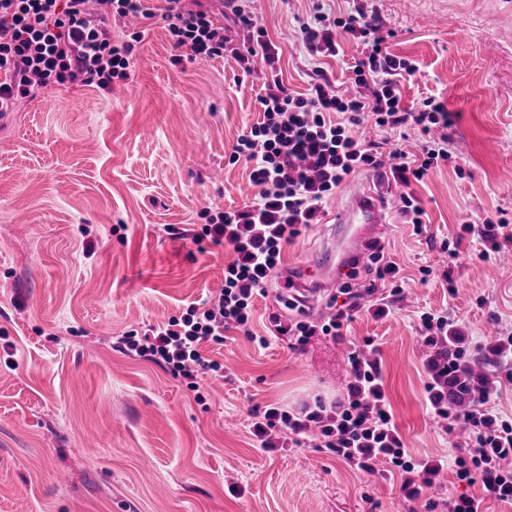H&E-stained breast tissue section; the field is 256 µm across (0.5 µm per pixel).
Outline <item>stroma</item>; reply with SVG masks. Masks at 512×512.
I'll use <instances>...</instances> for the list:
<instances>
[{"mask_svg": "<svg viewBox=\"0 0 512 512\" xmlns=\"http://www.w3.org/2000/svg\"><path fill=\"white\" fill-rule=\"evenodd\" d=\"M277 47L276 68L294 91L329 77L355 92L359 54L339 34L338 58L315 57L300 27L316 7H355L390 31L384 46L411 60L403 107L442 101L456 117L450 160L409 190L425 211L422 233L392 212L381 236L395 284L391 312L357 313L342 337L303 348L259 345L271 298L254 299L253 338L227 330L203 343L224 366L199 391L163 368L123 354L118 336L181 315L224 286L228 246L175 239L167 226L199 224L209 207L254 200L246 162L229 163L262 114L267 70L242 76L233 60L174 62L161 14L129 76L103 93L50 87L0 125V512H421L399 477L350 467L329 450H264L249 431L252 408L289 409L341 397L351 343L374 339L394 421L416 458L451 456L458 443L425 402L428 356L418 317L450 314L458 343L493 382L495 407L512 419V381L476 343L512 333V265L480 259L484 218L512 219V0H248ZM337 200L320 223L284 248L286 268L333 241ZM473 225L470 233L462 225Z\"/></svg>", "mask_w": 512, "mask_h": 512, "instance_id": "1", "label": "stroma"}]
</instances>
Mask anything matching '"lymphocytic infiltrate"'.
Returning a JSON list of instances; mask_svg holds the SVG:
<instances>
[{"instance_id": "1", "label": "lymphocytic infiltrate", "mask_w": 512, "mask_h": 512, "mask_svg": "<svg viewBox=\"0 0 512 512\" xmlns=\"http://www.w3.org/2000/svg\"><path fill=\"white\" fill-rule=\"evenodd\" d=\"M233 12L244 33L239 42L207 10L188 6L186 0H164L162 17L173 50L189 51L192 59L226 55L247 73L259 47L268 61H275L276 47L266 29L242 7H234ZM149 13L145 0H0V115L12 111L16 100L35 97L51 86L78 83L110 91L113 80L127 78L144 34L137 31L113 39L106 21ZM380 29L360 8L337 17L318 11L301 26L303 45L317 57L339 54V32L358 40L360 52L352 71L359 92L339 94L327 81L312 84L305 93L294 92L276 77L265 82L257 97L262 119L239 139L229 158L233 164L242 159L252 163L250 179L260 188L257 198L236 210H204L201 228L169 229L180 238L232 247L223 288L215 298L189 305L166 323L141 333L126 332L115 343L118 350L161 366L194 392L204 377L223 376V364L205 358L202 343H223L224 332L231 327L248 331L253 300L273 285L276 270L283 266L285 245L301 227L319 223L327 198L348 176L380 167L376 144L352 132L361 114L371 113L375 125L383 129L414 125L427 133L448 127L451 114L434 99L402 108L399 87L415 66L384 50ZM389 156L394 180L407 188L401 197L403 211L414 228H421L423 209L408 188L448 160L445 143L428 141L417 154L396 149ZM370 248L367 264L354 257L347 261L344 278L328 297L327 317L291 316L297 302L288 300V313H270L268 334L259 337V344L284 337L303 347L320 336L339 337L361 308L353 282L369 275L381 280L398 272L395 264L385 262L379 242H372ZM364 352L363 346H352L350 380L340 399L318 398L295 413L277 403L252 410L249 431L260 447L272 449L271 437L280 432L286 447L299 448L315 440L346 464L368 473L375 472L377 465H388L398 470L400 490L411 502L421 500L451 466L459 480L478 485L480 492L449 498L448 512H483L489 499L511 504L512 422L496 411L492 393L481 390L469 409L457 410L449 389L447 352L430 357L426 402L434 415L463 427L467 435L453 460L415 459L407 453L394 423L381 366Z\"/></svg>"}]
</instances>
